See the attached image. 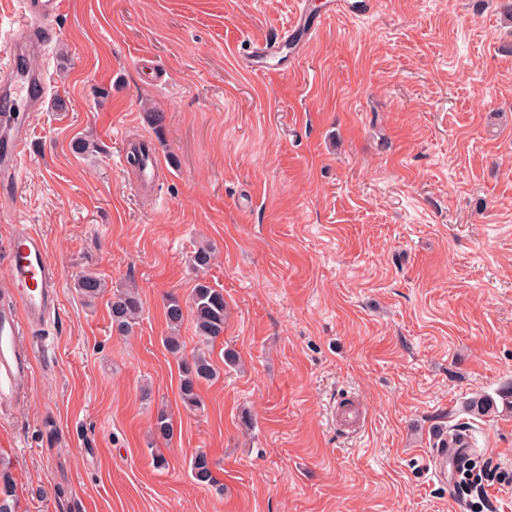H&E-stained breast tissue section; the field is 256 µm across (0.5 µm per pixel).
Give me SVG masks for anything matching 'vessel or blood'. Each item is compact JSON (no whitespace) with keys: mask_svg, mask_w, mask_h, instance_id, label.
<instances>
[{"mask_svg":"<svg viewBox=\"0 0 512 512\" xmlns=\"http://www.w3.org/2000/svg\"><path fill=\"white\" fill-rule=\"evenodd\" d=\"M62 0H0V80L24 97L27 108H36L45 97L43 76L19 77L12 61L17 51L39 52L52 41L60 16ZM304 20H297L293 30L257 49L256 60L282 53L296 41ZM30 139V127L18 122L12 113L0 114V169L9 171L21 161ZM7 283L13 290L10 304L0 307V401L11 399L18 382L31 375L34 359L31 349L23 346L25 329L42 326L55 303L45 283L52 274L47 244L42 235L27 225H17L7 246ZM474 453L467 437L461 436L437 444L429 461L440 480L459 475L467 468Z\"/></svg>","mask_w":512,"mask_h":512,"instance_id":"1","label":"vessel or blood"}]
</instances>
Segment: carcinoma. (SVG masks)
Returning <instances> with one entry per match:
<instances>
[{
    "label": "carcinoma",
    "instance_id": "cac0c4a2",
    "mask_svg": "<svg viewBox=\"0 0 512 512\" xmlns=\"http://www.w3.org/2000/svg\"><path fill=\"white\" fill-rule=\"evenodd\" d=\"M79 293L87 302L97 299L106 288L104 279L93 273L82 275L76 283ZM166 322L171 330L163 338L164 347L179 361L180 387L182 404L189 410L201 408L200 386L218 377V370L211 358L199 352L187 359L181 356V343L176 332L183 324L186 315H191L196 332L205 345H209L224 336L227 321V305L224 292L205 283L194 288L189 302L171 295L164 305ZM143 311L142 300L134 286L120 287L112 292V324L121 335L130 334L138 324ZM468 411L484 416L496 414L502 410L512 413V387H506L498 393V398L482 397L472 400L467 405ZM154 429L165 440L173 436L174 425L170 414L165 409L157 412ZM193 477L201 483L215 484L212 464L204 453L195 455L190 462ZM0 512H16L15 490L11 475L0 469Z\"/></svg>",
    "mask_w": 512,
    "mask_h": 512
}]
</instances>
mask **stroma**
<instances>
[{
    "label": "stroma",
    "mask_w": 512,
    "mask_h": 512,
    "mask_svg": "<svg viewBox=\"0 0 512 512\" xmlns=\"http://www.w3.org/2000/svg\"><path fill=\"white\" fill-rule=\"evenodd\" d=\"M297 2L63 0L49 56H18L50 87L0 184V254L39 231L57 298L0 407L17 512H453L426 453L455 425L505 477L464 512H512V414L466 409L512 382V18L503 0H305L318 34L254 70ZM144 136L149 193L123 157ZM89 271L136 284L131 334L109 290L79 294ZM203 281L228 319L188 410L164 304ZM200 451L217 486L191 474Z\"/></svg>",
    "instance_id": "1"
}]
</instances>
